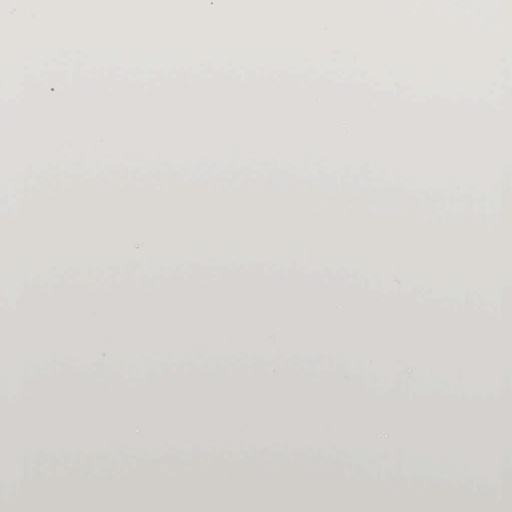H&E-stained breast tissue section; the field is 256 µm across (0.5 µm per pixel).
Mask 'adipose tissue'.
<instances>
[{"mask_svg":"<svg viewBox=\"0 0 512 512\" xmlns=\"http://www.w3.org/2000/svg\"><path fill=\"white\" fill-rule=\"evenodd\" d=\"M280 156L302 160L248 173L214 172L192 157L196 138L179 141L182 164L128 173L101 184L26 162L9 173L0 205V263L23 257L21 271L0 266V296L9 301L13 353L0 363L9 382L31 381L47 367L67 372L83 362L138 364L149 340L170 359L198 361L218 351L236 361L262 356L268 377L291 366L336 367L351 385L364 382L383 356L395 370L379 399L326 397L306 390L231 387L223 394L176 389L126 403L79 392L44 397L35 415L18 414L0 443V473L17 462L97 450L103 459L148 450L156 468L108 480L45 478L9 484V512L63 503L65 512H512L504 484L512 469V163H474L456 155L457 176L445 195L432 182L402 180L401 203L380 207L381 193L355 169L373 143L278 139ZM326 151L331 174L305 156ZM64 254V288L29 292L47 265L35 241ZM119 254L151 274L149 287L113 282L82 290L88 258ZM264 259L275 268L246 283L203 281L188 287L173 268L185 262L230 268ZM334 279L379 272L393 299L373 290L302 287L292 269ZM447 282L456 300L443 311L403 303L411 288ZM481 286L478 305L465 302ZM448 339L447 351L435 339ZM486 360L493 385L485 395L490 423L472 427L434 419L410 402L425 390L433 361L459 367ZM238 459L270 455L250 472L216 474L187 466L185 449ZM368 462L385 456L404 484L361 488L331 470H304L300 456ZM480 483L493 496L473 498Z\"/></svg>","mask_w":512,"mask_h":512,"instance_id":"obj_1","label":"adipose tissue"}]
</instances>
